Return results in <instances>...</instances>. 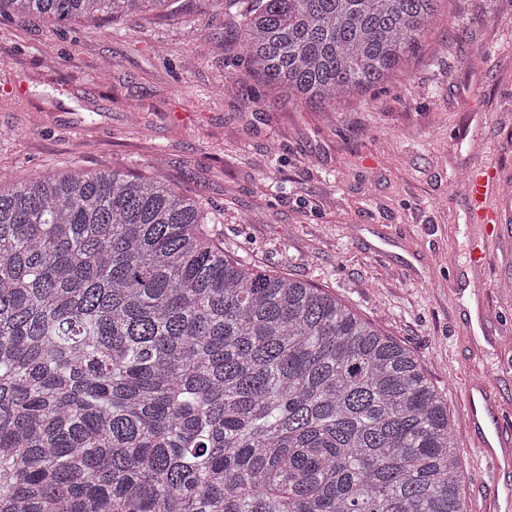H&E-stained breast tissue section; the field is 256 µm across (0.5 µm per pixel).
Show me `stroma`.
<instances>
[{
	"instance_id": "1",
	"label": "stroma",
	"mask_w": 512,
	"mask_h": 512,
	"mask_svg": "<svg viewBox=\"0 0 512 512\" xmlns=\"http://www.w3.org/2000/svg\"><path fill=\"white\" fill-rule=\"evenodd\" d=\"M237 31L221 0L116 21L0 17V179L74 164L164 177L202 202L225 252L383 320L445 399L465 499H480L464 382L484 375L506 396L512 373L470 347L472 291L512 323V200L474 273L464 180L479 166L512 180V0H446L406 73L333 109L225 66L211 42ZM230 75L254 103L221 93Z\"/></svg>"
}]
</instances>
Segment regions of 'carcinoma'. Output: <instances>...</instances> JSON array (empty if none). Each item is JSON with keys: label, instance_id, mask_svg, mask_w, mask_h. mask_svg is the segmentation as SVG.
<instances>
[{"label": "carcinoma", "instance_id": "cac0c4a2", "mask_svg": "<svg viewBox=\"0 0 512 512\" xmlns=\"http://www.w3.org/2000/svg\"><path fill=\"white\" fill-rule=\"evenodd\" d=\"M170 0H0L118 19ZM229 55L330 108L421 49L440 0H247ZM168 181L0 187V512H467L448 406L327 289L224 254Z\"/></svg>", "mask_w": 512, "mask_h": 512}]
</instances>
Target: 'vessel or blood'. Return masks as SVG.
<instances>
[{
    "label": "vessel or blood",
    "mask_w": 512,
    "mask_h": 512,
    "mask_svg": "<svg viewBox=\"0 0 512 512\" xmlns=\"http://www.w3.org/2000/svg\"><path fill=\"white\" fill-rule=\"evenodd\" d=\"M496 187V172L491 168L470 173L464 184L480 221L481 247L473 259L477 270L483 269L499 241L498 210L493 204ZM475 320L480 334L472 342L477 349L498 352L512 346V329L489 328L486 305H478ZM464 399L470 446L487 467L489 497L485 512H512V406L502 404L491 392L487 379L479 375L468 380Z\"/></svg>",
    "instance_id": "b4317fda"
}]
</instances>
